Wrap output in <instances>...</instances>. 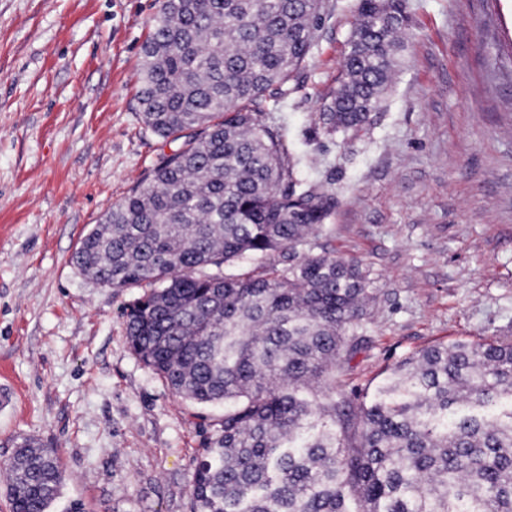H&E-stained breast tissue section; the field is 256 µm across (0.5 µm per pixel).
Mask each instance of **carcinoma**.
Instances as JSON below:
<instances>
[{"label": "carcinoma", "instance_id": "cac0c4a2", "mask_svg": "<svg viewBox=\"0 0 512 512\" xmlns=\"http://www.w3.org/2000/svg\"><path fill=\"white\" fill-rule=\"evenodd\" d=\"M356 11L317 116L331 137L371 124L409 29L406 0ZM327 17L326 0H159L138 103L174 149L73 261L117 292L148 285L123 312L130 348L176 396L224 405L217 420L199 413L215 434L192 512H512L511 340L424 348L357 413L339 389L367 274L318 243L336 194L303 176L314 154L254 109L297 76ZM6 470L12 512H49L56 457L25 439Z\"/></svg>", "mask_w": 512, "mask_h": 512}]
</instances>
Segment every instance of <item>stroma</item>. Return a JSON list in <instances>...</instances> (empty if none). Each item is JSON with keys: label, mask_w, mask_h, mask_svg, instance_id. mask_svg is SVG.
<instances>
[{"label": "stroma", "mask_w": 512, "mask_h": 512, "mask_svg": "<svg viewBox=\"0 0 512 512\" xmlns=\"http://www.w3.org/2000/svg\"><path fill=\"white\" fill-rule=\"evenodd\" d=\"M357 0L330 17L287 94L259 101L310 141L336 192L321 244L376 301L342 374L352 410L391 368L456 340L512 339V0H409L383 108L362 137L315 123L342 76ZM158 0H0V462L38 439L64 473L50 512H191L212 428L131 351L116 293L72 256L170 147L137 103Z\"/></svg>", "instance_id": "obj_1"}]
</instances>
